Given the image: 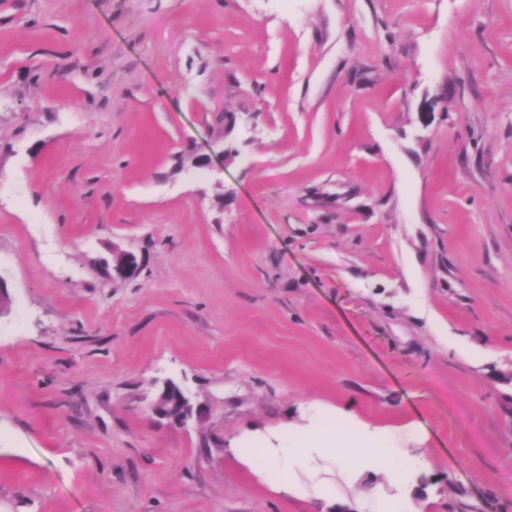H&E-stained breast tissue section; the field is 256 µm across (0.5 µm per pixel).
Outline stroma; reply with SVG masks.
<instances>
[{
  "instance_id": "stroma-1",
  "label": "stroma",
  "mask_w": 512,
  "mask_h": 512,
  "mask_svg": "<svg viewBox=\"0 0 512 512\" xmlns=\"http://www.w3.org/2000/svg\"><path fill=\"white\" fill-rule=\"evenodd\" d=\"M0 283V512H323L226 448L335 408L512 512V0H0ZM154 409L164 417L177 418L176 422L180 425H186L194 411L190 398L179 385L171 380L165 382L164 389Z\"/></svg>"
}]
</instances>
